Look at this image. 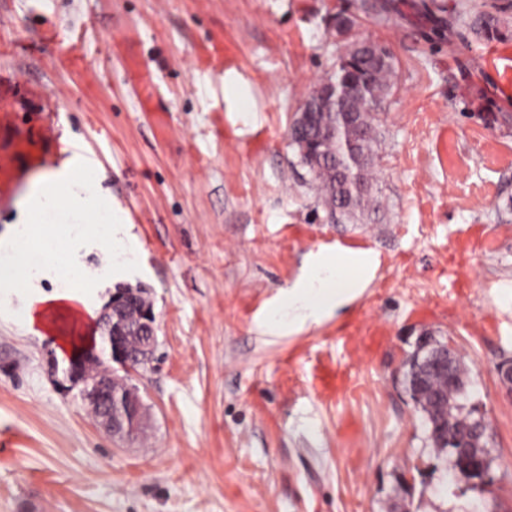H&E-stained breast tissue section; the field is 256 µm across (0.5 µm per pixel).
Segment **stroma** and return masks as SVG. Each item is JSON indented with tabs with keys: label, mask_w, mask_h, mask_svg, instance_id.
I'll list each match as a JSON object with an SVG mask.
<instances>
[{
	"label": "stroma",
	"mask_w": 512,
	"mask_h": 512,
	"mask_svg": "<svg viewBox=\"0 0 512 512\" xmlns=\"http://www.w3.org/2000/svg\"><path fill=\"white\" fill-rule=\"evenodd\" d=\"M0 0V235L32 180L94 155L158 324L123 443L0 312V512H512V0ZM497 14V34L474 24ZM351 19L347 37L336 15ZM393 56L375 211L330 221L288 129L345 41ZM336 246L377 258L348 312L261 325ZM468 370L485 481L448 480L403 363L420 336Z\"/></svg>",
	"instance_id": "obj_1"
}]
</instances>
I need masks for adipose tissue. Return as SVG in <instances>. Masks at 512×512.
<instances>
[{
    "label": "adipose tissue",
    "instance_id": "1",
    "mask_svg": "<svg viewBox=\"0 0 512 512\" xmlns=\"http://www.w3.org/2000/svg\"><path fill=\"white\" fill-rule=\"evenodd\" d=\"M97 184L98 171L90 164L63 176L44 173L22 200L21 223L0 238V297L25 295L21 320L34 334H59L63 354L71 343L59 333L60 318L92 319L90 289L106 283L116 267H133L139 251L137 237ZM88 245L100 250L101 265L80 261L79 252ZM372 266L365 255L314 256L302 277L281 289L265 327L281 334L320 324L361 292ZM43 278L54 283L53 292L39 287Z\"/></svg>",
    "mask_w": 512,
    "mask_h": 512
}]
</instances>
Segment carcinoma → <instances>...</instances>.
Returning a JSON list of instances; mask_svg holds the SVG:
<instances>
[{
	"instance_id": "cac0c4a2",
	"label": "carcinoma",
	"mask_w": 512,
	"mask_h": 512,
	"mask_svg": "<svg viewBox=\"0 0 512 512\" xmlns=\"http://www.w3.org/2000/svg\"><path fill=\"white\" fill-rule=\"evenodd\" d=\"M393 59L379 44H349L336 70L303 104L308 116L293 142L316 202L333 220H353L370 210L375 181V108L391 89ZM464 392L448 386V376L433 373L418 393L417 406L428 423L449 422L454 434L468 436L471 412L460 403ZM434 448L455 456L450 436L429 430Z\"/></svg>"
}]
</instances>
